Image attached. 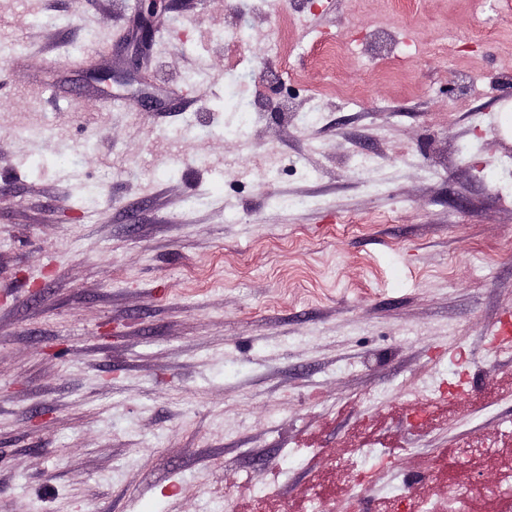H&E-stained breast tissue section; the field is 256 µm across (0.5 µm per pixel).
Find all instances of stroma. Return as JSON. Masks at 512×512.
Returning <instances> with one entry per match:
<instances>
[{
  "label": "stroma",
  "mask_w": 512,
  "mask_h": 512,
  "mask_svg": "<svg viewBox=\"0 0 512 512\" xmlns=\"http://www.w3.org/2000/svg\"><path fill=\"white\" fill-rule=\"evenodd\" d=\"M169 4L0 0V512H512V0ZM168 0H138L136 9L137 39L141 47H148L156 25L168 21Z\"/></svg>",
  "instance_id": "stroma-1"
}]
</instances>
